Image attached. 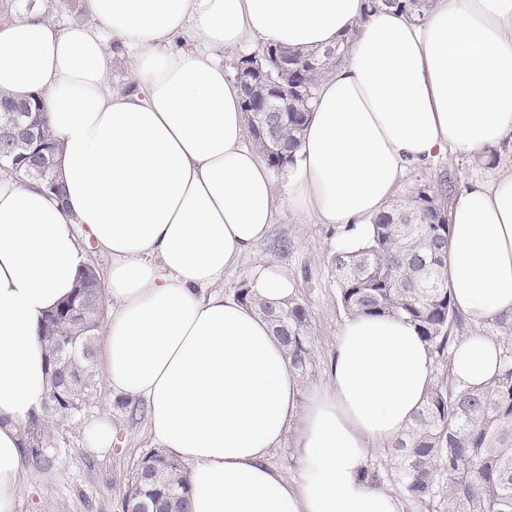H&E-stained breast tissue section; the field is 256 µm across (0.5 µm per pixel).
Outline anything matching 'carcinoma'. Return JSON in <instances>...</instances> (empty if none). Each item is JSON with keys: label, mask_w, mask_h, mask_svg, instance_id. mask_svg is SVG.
Masks as SVG:
<instances>
[{"label": "carcinoma", "mask_w": 512, "mask_h": 512, "mask_svg": "<svg viewBox=\"0 0 512 512\" xmlns=\"http://www.w3.org/2000/svg\"><path fill=\"white\" fill-rule=\"evenodd\" d=\"M393 7L422 21L428 0H368L366 13ZM28 8L26 0H0V20ZM348 43L328 55L316 49L288 51L287 126L282 143L287 160L267 158L271 168L285 172L294 163L320 81L345 61ZM265 47L242 55L237 65L274 67L263 56ZM31 107L40 132L37 145L15 151L0 169L23 178L39 177L62 191L59 171L42 164L55 157L59 144L48 126L38 98ZM451 177L422 183L404 200L375 217L365 243L356 250H336L331 258L340 302L350 316L404 317L431 351L443 359L441 373L429 385L422 407L391 445L392 474L399 492L419 512H512V353L504 351L497 372L478 389L454 382L451 358L459 313L448 289L446 252ZM88 288H76L43 316L38 336L46 346L50 387L41 414L31 417L23 438L34 434L41 446L26 449L32 465L48 469L56 461L50 438L54 424L75 418L95 391L96 335L105 317V294L93 280V269H82ZM241 300L269 319L283 342L291 366L304 381L312 379L315 340L310 311L299 297L284 306H270L254 296L247 284L237 289ZM122 499V512H189L187 468L170 454L155 449L140 460Z\"/></svg>", "instance_id": "obj_1"}]
</instances>
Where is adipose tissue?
Here are the masks:
<instances>
[{
  "mask_svg": "<svg viewBox=\"0 0 512 512\" xmlns=\"http://www.w3.org/2000/svg\"><path fill=\"white\" fill-rule=\"evenodd\" d=\"M365 3L77 0L65 29L39 6L0 21V91L41 97L65 187L60 198L0 174V512H13L21 428L47 395L38 324L72 293L90 244L111 259L107 382L145 402L154 442L188 464L193 512H402L364 471L429 385L415 327L346 319L325 383L305 391L270 324L216 289L275 222L272 171L248 143L224 52L353 33L284 187L350 247L407 168L512 137V0H434L420 23ZM128 56L135 88L112 89ZM448 222L458 312L474 327L512 313V168L452 197ZM500 354L490 337H462L452 376L481 385ZM287 437L294 481L268 461Z\"/></svg>",
  "mask_w": 512,
  "mask_h": 512,
  "instance_id": "adipose-tissue-1",
  "label": "adipose tissue"
}]
</instances>
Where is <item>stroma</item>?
<instances>
[{
  "label": "stroma",
  "instance_id": "35a3bbf8",
  "mask_svg": "<svg viewBox=\"0 0 512 512\" xmlns=\"http://www.w3.org/2000/svg\"><path fill=\"white\" fill-rule=\"evenodd\" d=\"M492 162L448 153L424 166L409 167L396 192L407 197L423 182L449 173L456 190L475 181L491 179L512 167V142L504 141L492 152ZM278 215L267 236L253 251L225 273L221 290L236 291L257 265L266 263L294 279L297 295L307 304L315 333L314 384H322L335 356L336 335L346 313L341 305L331 257L342 233L294 211L286 198L277 200ZM96 391L75 420L56 425L57 449L53 469L25 466L19 477L14 512H121L125 487L140 460L155 447L146 412L131 413L118 403L104 374L96 376ZM109 418L114 440L108 451L89 445L88 429L99 418Z\"/></svg>",
  "mask_w": 512,
  "mask_h": 512
}]
</instances>
